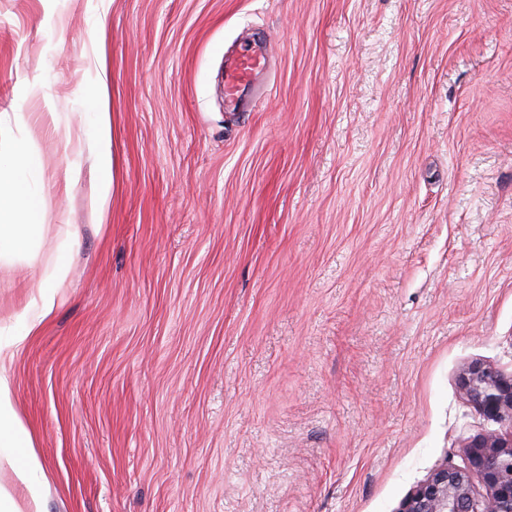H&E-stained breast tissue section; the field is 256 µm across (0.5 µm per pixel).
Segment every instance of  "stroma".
I'll list each match as a JSON object with an SVG mask.
<instances>
[{
    "label": "stroma",
    "instance_id": "1",
    "mask_svg": "<svg viewBox=\"0 0 512 512\" xmlns=\"http://www.w3.org/2000/svg\"><path fill=\"white\" fill-rule=\"evenodd\" d=\"M17 142L0 373L41 496L0 447V512H398L495 429L458 376L512 372V0H0ZM260 67V56L251 50H244L240 53L226 71L224 81L225 96L229 100H233L239 87L251 83ZM107 106L97 112L96 137L93 144L99 172V196L105 203L116 186V158L113 149V135ZM28 164L29 155L22 143L14 146L8 163L2 162L0 154V255L24 252L40 235L37 202L23 181L9 171ZM66 272V265L60 261L40 286L37 300L32 306L26 307L22 316L24 322L22 337L35 334L43 321L61 303L63 299L61 288H65Z\"/></svg>",
    "mask_w": 512,
    "mask_h": 512
}]
</instances>
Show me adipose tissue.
I'll use <instances>...</instances> for the list:
<instances>
[{
	"label": "adipose tissue",
	"mask_w": 512,
	"mask_h": 512,
	"mask_svg": "<svg viewBox=\"0 0 512 512\" xmlns=\"http://www.w3.org/2000/svg\"><path fill=\"white\" fill-rule=\"evenodd\" d=\"M93 149L99 172V196L105 201L116 186V158L110 117L104 109L97 114ZM28 163L27 149L20 143L14 146L9 162H0V253L26 251L41 231L37 202L15 174L17 167ZM66 272L65 264H56L41 285L37 300L32 306L26 307L22 316L24 335L36 333L43 321L61 303ZM11 396L8 380L0 376V446L31 447V440L21 436L23 426L12 407Z\"/></svg>",
	"instance_id": "adipose-tissue-1"
}]
</instances>
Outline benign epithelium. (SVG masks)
Listing matches in <instances>:
<instances>
[{
  "mask_svg": "<svg viewBox=\"0 0 512 512\" xmlns=\"http://www.w3.org/2000/svg\"><path fill=\"white\" fill-rule=\"evenodd\" d=\"M459 384L485 417L512 429V374L476 361L462 370ZM466 455L467 467L436 470L406 498L400 512H512V433L476 436ZM473 474L486 495L474 493Z\"/></svg>",
  "mask_w": 512,
  "mask_h": 512,
  "instance_id": "benign-epithelium-1",
  "label": "benign epithelium"
}]
</instances>
